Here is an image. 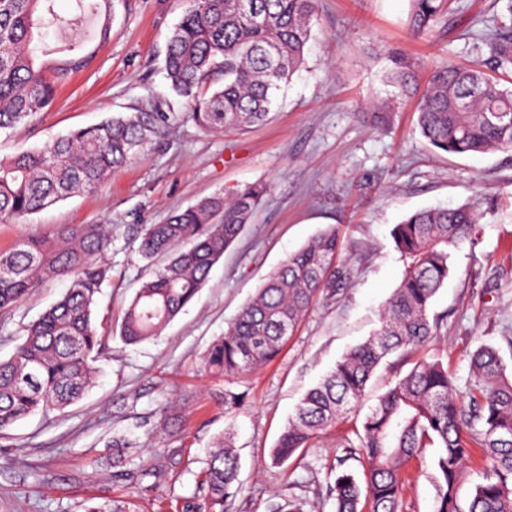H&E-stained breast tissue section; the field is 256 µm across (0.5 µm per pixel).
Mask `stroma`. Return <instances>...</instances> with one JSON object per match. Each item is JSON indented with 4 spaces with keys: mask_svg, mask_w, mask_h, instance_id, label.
<instances>
[{
    "mask_svg": "<svg viewBox=\"0 0 512 512\" xmlns=\"http://www.w3.org/2000/svg\"><path fill=\"white\" fill-rule=\"evenodd\" d=\"M187 0H112L109 39L84 68L62 81L52 107L0 132V160L56 136L135 110L180 113L161 143L112 171L92 193L78 194L30 216L0 223V250L56 224L112 228L111 278L98 297L96 324L107 333L95 386L78 403L34 415L0 436V512H83L129 501L133 512H185L215 440L233 431L240 492L224 512H273L292 501L303 512H333V464L361 471L344 442L360 425L350 411L288 462L268 465L270 452L302 395L351 347L379 326L399 284L402 264L391 230L430 206L472 204L479 214L476 246L456 254L454 272L433 310L444 322L417 349L393 355L369 381L371 406L390 382L421 359L447 356L459 383L481 344L501 348L512 367V153L435 152L417 126L413 97L389 79L390 55L490 70L481 38L512 15V0H452L430 40L412 36L409 0H317L310 49L264 124L214 134L189 118L188 103L166 88L168 38ZM263 182V206L207 283L157 338L124 344V312L147 276L138 252L142 225L240 186ZM336 227L352 277L323 292L272 362L241 375L202 369L205 350L235 319L268 274L315 233ZM57 280L0 315V358L20 343L23 328L68 290ZM241 394L224 403L225 391ZM133 440L115 465L112 440ZM435 449L414 462L405 512H436ZM152 464L142 475L141 464Z\"/></svg>",
    "mask_w": 512,
    "mask_h": 512,
    "instance_id": "obj_1",
    "label": "stroma"
}]
</instances>
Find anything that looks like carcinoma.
I'll return each mask as SVG.
<instances>
[{"label":"carcinoma","mask_w":512,"mask_h":512,"mask_svg":"<svg viewBox=\"0 0 512 512\" xmlns=\"http://www.w3.org/2000/svg\"><path fill=\"white\" fill-rule=\"evenodd\" d=\"M52 0H0V131L47 111L56 83L87 65L84 37L70 38L47 76L36 62L50 27L74 30L76 18L55 14ZM91 13L99 40H108L111 0H79ZM408 26L433 31L447 0H409ZM316 0H188L165 55L169 89L191 105L190 118L205 131L247 128L268 120L285 80L304 61ZM494 64L512 67V22L486 38ZM426 89L418 106L421 135L448 154L512 151V87L491 75L452 65L425 67L396 57L390 78L405 94ZM181 115L131 112L73 130L40 148L0 160V220H19L75 193L91 192L113 170L145 154ZM268 193L251 183L216 193L145 224L139 252L151 265L130 301L120 338L135 344L162 333L209 278ZM479 217L470 205L425 208L395 225L391 237L403 265L381 326L346 352L298 403L270 456L287 462L336 423L365 393L390 355L424 343L442 318L432 312L436 294L454 266L452 250L474 245ZM112 236L104 224L56 225L40 237H22L0 251V312L14 309L33 290L59 278L72 281L65 295L25 329L23 341L0 359V435L36 413L45 416L79 400L101 367L103 337L94 321L97 296L109 279ZM344 245L334 228L290 254L241 309L203 358L214 376L250 372L276 358L320 292L350 271L337 267ZM359 444L363 478L341 470L330 488L335 512H404L408 467L436 448V512H512V371L499 348L484 344L470 357L465 392L448 363L420 360L395 379L365 414ZM481 449V481L467 508L459 482L473 449ZM239 461L231 437L217 442L187 512H224L236 494Z\"/></svg>","instance_id":"1"}]
</instances>
